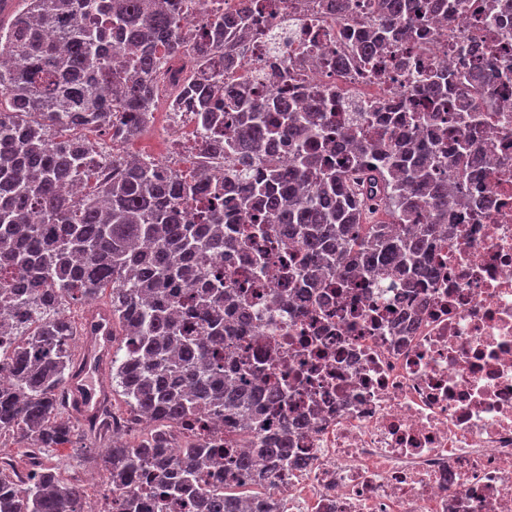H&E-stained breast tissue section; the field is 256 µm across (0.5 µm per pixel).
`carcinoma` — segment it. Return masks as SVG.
Listing matches in <instances>:
<instances>
[{"instance_id":"1","label":"carcinoma","mask_w":512,"mask_h":512,"mask_svg":"<svg viewBox=\"0 0 512 512\" xmlns=\"http://www.w3.org/2000/svg\"><path fill=\"white\" fill-rule=\"evenodd\" d=\"M0 20V56L20 61L0 72V438L24 446L29 467L0 461V512H86L81 489L39 459L78 431L112 425L105 412L84 425L70 382L78 330L64 314L111 288L112 321L124 354H112V387L127 412L149 423L135 444L104 454L109 487L149 482L157 501H202L201 512H244L232 492L240 472H269L237 458L224 480L197 490L199 472L224 455L191 441L172 449L178 425L200 427L205 414L232 422L259 412L276 394L236 370L225 371V303L233 298L207 257L238 251L272 231L296 239L302 257L291 274L311 288L332 274L430 278L429 244L471 194L480 162L476 138L486 111L477 74L450 68L419 78L416 97L397 117L359 112L339 118L334 98L304 105L288 87L252 97L224 82L215 60L231 52L224 13L183 31L185 0H23ZM266 0L241 4L235 42L261 39L251 16ZM450 0H379L351 53L378 74L413 44L435 9ZM54 36L47 37L48 32ZM190 53L202 73L183 88L182 105L205 138L184 170L133 157L109 182L98 180L99 155L77 130L96 129L126 143L145 131L155 105L152 74L161 60ZM351 150L333 163L344 143ZM288 152V162L280 151ZM76 175L94 181L84 194ZM400 224L398 234L390 225ZM288 464V426L259 449Z\"/></svg>"}]
</instances>
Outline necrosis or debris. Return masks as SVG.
Instances as JSON below:
<instances>
[{"instance_id": "4bbe7bcc", "label": "necrosis or debris", "mask_w": 512, "mask_h": 512, "mask_svg": "<svg viewBox=\"0 0 512 512\" xmlns=\"http://www.w3.org/2000/svg\"><path fill=\"white\" fill-rule=\"evenodd\" d=\"M331 2L282 0L273 40L240 43L225 80L263 89L277 64L301 98L331 88L364 112L404 100L413 88L404 70L371 81L328 67L364 27L365 0H348L340 14ZM464 2L413 46L417 63L476 69L472 49L488 31L474 17L478 0ZM193 75L182 54L155 74L166 109L159 136L200 139L192 113L171 108ZM489 113L473 172L482 216L462 218L456 238L431 247L435 277L348 289L331 276L310 295L280 273L282 256L299 253L296 241L260 240L268 272L259 278L250 254L213 257L226 285L245 284L255 303L245 326L226 311L227 332L283 397L264 406V428L243 417L245 437L225 436L220 417L204 430L213 447L239 455L287 427V469L242 483L257 503L275 500L280 512H512V91L493 94Z\"/></svg>"}]
</instances>
